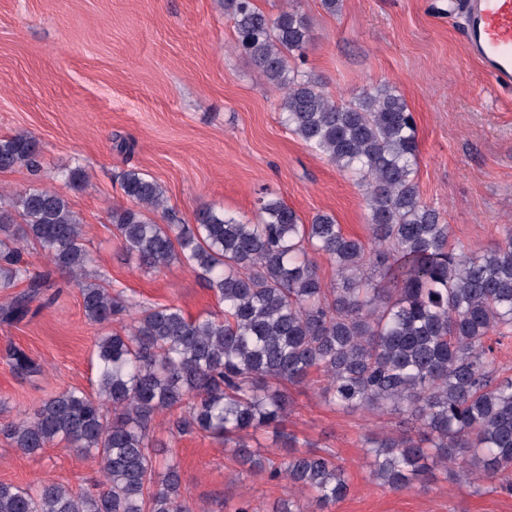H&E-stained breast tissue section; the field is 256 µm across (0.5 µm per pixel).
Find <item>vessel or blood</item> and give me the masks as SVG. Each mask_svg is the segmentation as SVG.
<instances>
[{
    "label": "vessel or blood",
    "mask_w": 512,
    "mask_h": 512,
    "mask_svg": "<svg viewBox=\"0 0 512 512\" xmlns=\"http://www.w3.org/2000/svg\"><path fill=\"white\" fill-rule=\"evenodd\" d=\"M463 10L466 49L501 87H512V0H448Z\"/></svg>",
    "instance_id": "vessel-or-blood-1"
}]
</instances>
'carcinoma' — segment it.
<instances>
[{
	"mask_svg": "<svg viewBox=\"0 0 512 512\" xmlns=\"http://www.w3.org/2000/svg\"><path fill=\"white\" fill-rule=\"evenodd\" d=\"M238 42L260 78L280 93L281 122L362 191L371 245L344 232L329 213L305 224L273 193L258 200L255 222L221 208L197 210L193 224H159L162 186L138 169L117 180L128 206L109 218L141 265L179 263L199 272L218 310L188 317L173 304H149L88 271L83 224L65 194L30 187L0 196V321L13 323L54 299L58 273L80 289L91 324L119 327L95 342L96 389H66L25 418L0 423V436L24 454L65 443L94 460L102 480L79 492L60 483L0 482V512H192L182 499L179 464L164 461L151 426L170 415L180 435L202 433L231 444L250 475L282 479L310 494L275 512H327L350 484L333 450L258 457L241 434L281 432L288 417L284 384L316 371L331 406L407 428L369 441L371 478L399 490L452 470L512 489V376L496 366L495 343L512 336V234L488 248L450 243V225L415 181L418 128L386 83L337 101L322 79L299 70L310 35L291 8L271 18L255 0H224ZM39 142L28 133L0 137V171H39ZM51 263L39 270L25 246ZM327 257L336 280L320 278ZM17 374L40 372L12 348Z\"/></svg>",
	"mask_w": 512,
	"mask_h": 512,
	"instance_id": "carcinoma-1",
	"label": "carcinoma"
}]
</instances>
